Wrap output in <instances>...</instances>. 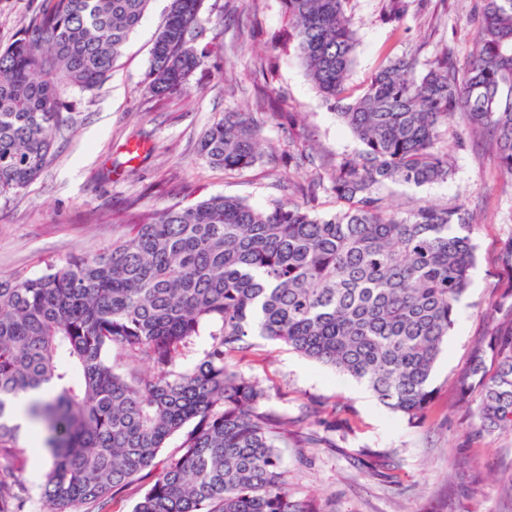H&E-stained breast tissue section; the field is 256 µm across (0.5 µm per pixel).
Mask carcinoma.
<instances>
[{
	"label": "carcinoma",
	"mask_w": 512,
	"mask_h": 512,
	"mask_svg": "<svg viewBox=\"0 0 512 512\" xmlns=\"http://www.w3.org/2000/svg\"><path fill=\"white\" fill-rule=\"evenodd\" d=\"M150 0H43L0 46V197L26 190L73 124L63 96L92 91L112 72ZM472 49L415 75L413 57L387 59L344 103L357 32L350 0H283L296 57L362 149L288 199L255 208L216 195L130 217L112 246L81 251L36 275L0 276V512H24L21 463L48 456L47 512H107L128 485L154 479L134 512H326L293 498L280 449L326 442L267 406L268 392L239 370L261 336L367 384L411 422L431 408L430 378L476 260L473 214L462 204L381 194L388 183L444 182L452 158L443 128L459 117L512 176V0H476ZM203 0H171L147 72L157 96L182 91L203 64ZM262 125L240 112L213 121L199 142L213 168L235 171L262 155ZM314 164L292 145L288 165ZM336 210L320 214L319 188ZM492 331L458 379L457 403L476 405L480 429L512 433V287L487 309ZM201 336L203 358L178 360ZM35 434L14 421L17 399ZM312 423L336 417L311 404ZM178 436L179 455L158 466Z\"/></svg>",
	"instance_id": "1"
}]
</instances>
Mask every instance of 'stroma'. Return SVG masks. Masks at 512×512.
Returning a JSON list of instances; mask_svg holds the SVG:
<instances>
[{"label": "stroma", "instance_id": "obj_1", "mask_svg": "<svg viewBox=\"0 0 512 512\" xmlns=\"http://www.w3.org/2000/svg\"><path fill=\"white\" fill-rule=\"evenodd\" d=\"M170 0H150L110 77L92 91H68L73 129L55 143L52 163L27 190L0 199V275L32 276L79 250L110 246L123 236L131 208L188 204L212 195L235 196L257 208L286 198L288 185L334 165L360 144L307 78L288 41L282 0H204L199 46L209 49L185 93L157 97L146 88L150 50ZM400 26L384 15L389 0H350L359 45L348 80L359 94L378 66L413 54L419 63L449 52L464 64L471 49L466 23L476 0H403ZM263 122L277 161L261 158L226 172L200 159L205 130L225 112ZM463 149H456V142ZM316 150L313 165L295 169L288 146ZM452 151L448 181L424 186L390 183L393 204H462L473 210L477 247L470 285L436 362L434 399L426 420L408 422L383 406L364 383L258 337L242 373L271 395L269 405L303 427L309 406L336 413L332 448H286L283 464L293 495L327 512H512V434L476 437L473 411L455 403L457 377L486 334V308L512 283L497 255L512 237V176L502 173L484 143H473L460 120L442 140ZM389 461L397 481L361 471L363 454Z\"/></svg>", "mask_w": 512, "mask_h": 512}]
</instances>
